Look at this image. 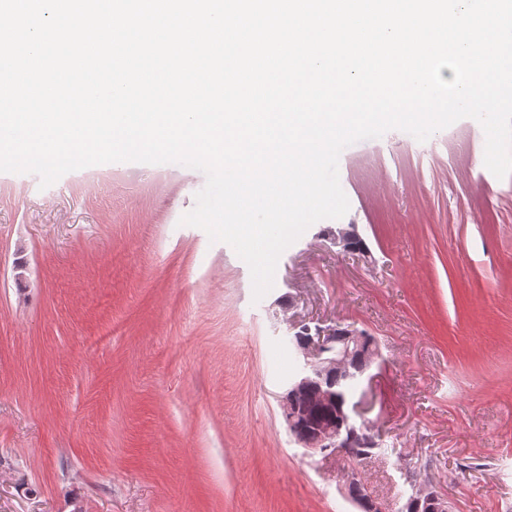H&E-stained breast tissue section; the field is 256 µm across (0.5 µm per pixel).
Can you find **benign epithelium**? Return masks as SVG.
<instances>
[{"mask_svg":"<svg viewBox=\"0 0 512 512\" xmlns=\"http://www.w3.org/2000/svg\"><path fill=\"white\" fill-rule=\"evenodd\" d=\"M332 236L336 245L343 250L364 254V251L351 246L352 242L360 239L355 225L338 228ZM363 341L364 334L351 326H318L313 330L302 327L296 346L305 359L306 370L291 381L288 391L281 396V407L289 424L293 425L303 417L298 409V400L303 396L322 405L330 404L331 393L322 383L327 374L347 369L359 361L362 362L360 374H365L374 356L364 351ZM299 443L304 448L326 451L348 448L352 438L344 435L336 424L320 422L315 424L311 435L299 440ZM418 503L424 504L427 512H452L448 497L436 491L419 498Z\"/></svg>","mask_w":512,"mask_h":512,"instance_id":"benign-epithelium-1","label":"benign epithelium"}]
</instances>
